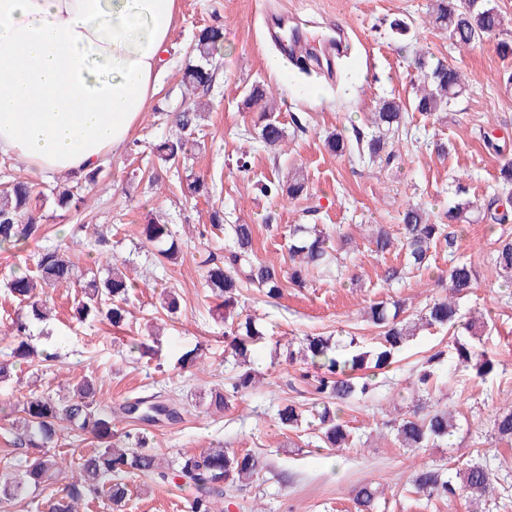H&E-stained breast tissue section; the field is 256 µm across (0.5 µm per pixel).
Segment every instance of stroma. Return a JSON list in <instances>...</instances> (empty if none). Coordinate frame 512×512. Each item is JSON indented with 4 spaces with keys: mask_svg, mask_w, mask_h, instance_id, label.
<instances>
[{
    "mask_svg": "<svg viewBox=\"0 0 512 512\" xmlns=\"http://www.w3.org/2000/svg\"><path fill=\"white\" fill-rule=\"evenodd\" d=\"M431 0H176L174 25L165 67L146 112L131 131V146L114 153L97 183L84 185L78 209L55 208L50 196L64 175L44 174L0 154V188L20 177L44 194L37 207L46 226L37 239L0 247V362L11 364V376L0 382V474L19 471L29 454L22 448L15 422L30 393H65L82 376L97 381V399L108 405L141 392L179 400L186 407L180 421L153 427L151 445L173 460L216 445L257 455L261 471L253 480L226 492L215 512H354L352 495L363 483L383 487L373 512H472L462 499L425 501L409 490V477L423 464L446 465L456 472L472 459L484 462L502 486L512 491V441L498 440L493 420L502 404L512 401V287H504L493 266L495 236L484 223L463 225L454 248L430 251L428 269L400 284L383 280L386 267L399 264L396 252L374 253L369 236L377 225L400 234L404 209L417 205L439 219L452 199L455 178H463L470 197L486 200L501 194L497 182L502 157L512 158V132L504 154L489 149L480 128L512 122V57L498 54L496 42L484 40L466 50L450 44L429 22ZM412 22L406 39L395 38L393 19ZM281 19L301 25L307 45L294 60L274 71L268 65L278 50L265 37V24ZM343 24L350 45L347 75L314 73L311 66L324 49L323 36ZM222 28L224 46L212 63L210 104L192 137L198 146L178 166L160 168L153 150L175 133V116L193 100L182 73L190 46L203 27ZM444 59L462 71L467 92L450 110L430 116L414 109L417 52ZM264 86L276 104L286 137L276 151L265 149L253 133L255 112L245 107L252 86ZM397 102L415 141L399 143L391 165L372 163L355 154L336 156L325 147L330 134L351 135L369 129L378 103ZM448 146L437 155V143ZM246 157L247 169L237 166ZM289 169L302 171L307 197L287 200L263 195L258 184ZM200 180L206 196H192L187 182ZM315 215H307L308 207ZM224 213L225 229L210 228L213 210ZM159 221L177 231L182 252L176 262L158 264L156 251L143 243L142 224ZM325 225L343 240L339 264L313 274L306 287L284 289L269 299L256 289L242 290L239 307L259 317L265 332L253 352L263 382L230 410L217 413L205 397L232 375L226 356L224 323L212 312L205 282L204 252L223 259L232 243L231 227H255L254 252L259 260L289 266V229L294 224ZM60 247L80 274L105 275L109 253L126 259L134 271L129 321L115 328L96 319L79 322L73 307L78 284L50 288L46 296L54 316L31 319L27 304L7 288L12 273L33 267L39 253ZM471 262L479 285L459 301L460 315L484 314L488 325L478 333V349L501 361L497 373L479 379L457 366L452 334L444 328L423 330L408 341L392 371L380 378L371 396L345 406L341 417L352 429V447L329 451L312 445L310 434L282 429L278 405L299 398V375L306 367L287 360L286 346L306 335H355L371 347L379 331L363 316L378 301H402L414 318L446 290L438 276L447 274L452 258ZM175 293L179 310L167 315L160 302ZM29 317L26 341L31 356L13 358L16 342L10 325ZM154 345L152 360L133 352L137 342ZM200 348L203 367L182 365L181 356ZM444 351L435 367L436 398L458 413V425L447 443L409 451L393 426L416 399L414 383L426 357ZM124 512H190L192 489L173 478L133 476Z\"/></svg>",
    "mask_w": 512,
    "mask_h": 512,
    "instance_id": "stroma-1",
    "label": "stroma"
}]
</instances>
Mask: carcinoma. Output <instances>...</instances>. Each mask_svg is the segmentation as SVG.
I'll return each instance as SVG.
<instances>
[{
    "mask_svg": "<svg viewBox=\"0 0 512 512\" xmlns=\"http://www.w3.org/2000/svg\"><path fill=\"white\" fill-rule=\"evenodd\" d=\"M431 19L434 26L448 33V40L461 47H469L504 30L505 18L493 0H433ZM224 34L218 27H208L199 32L192 46L193 61L185 67L182 83L196 91L205 88L209 75V61L221 48ZM421 71L415 91V109L426 114L444 112L466 91L463 74L445 61L429 62L426 56L417 58ZM246 105L260 106L257 113L258 137L272 147L284 138V127L268 105L266 90L253 88L246 98ZM199 102L179 113L175 125L177 133L157 147V160L162 166H172L195 148L196 141L187 134L198 127L202 117ZM403 112L394 101H385L373 114L374 132L365 138L362 130L353 129V139L341 134L326 138L328 150L339 156L352 148L359 155H368L390 164L394 152L387 150L389 140L395 138L404 127ZM33 184L29 180H15L0 192V246L36 239L44 233V224L33 210ZM76 186L70 185L61 191H53L57 207L68 209L78 202ZM268 194H285L290 199L308 195L304 177L297 171L288 173L285 180L261 185ZM469 188L455 185V205L448 207L445 217L455 223H469L476 218L489 223L493 228L512 222V207L498 210L499 198L494 196L479 205L468 198ZM404 260L400 265L385 269L384 279L388 283L401 281L413 270L425 267L431 247L440 242L451 247L454 236L446 231L447 225L431 221L423 208L409 206L403 213ZM236 240V249L224 257V265H211L212 256L203 263L208 266L207 284L212 296L221 300L218 313L226 328L230 353L235 357L236 372L229 383L210 390L209 406L224 411L254 388L256 371L251 367L252 349L263 339V331L255 318L236 310L240 284H249L269 298H278L284 288H303L313 272L328 266L334 259L331 235L318 224H296L291 230L288 248L292 266L288 274L256 259L253 250L254 228L251 224L231 226ZM141 236L157 250L161 262H174L181 248L166 224L142 225ZM494 266L505 284L512 285V239L502 236L495 240ZM75 279V264L58 249L41 252L35 267L11 276L8 286L19 302L30 304L37 319L45 317L46 306L39 298L40 289L67 286ZM479 273L467 262H459L448 270V295L438 297L424 308L415 321H409L402 304L398 301L376 302L369 308L371 323L380 329L381 341L367 348L357 336H349L341 344H333L329 336H305L299 350L288 348V361L300 356L316 369L312 397L302 403L288 401L277 410V419L282 428L294 431L300 427L313 426L317 431L319 447L334 450L346 448L352 443L350 430L338 415L339 406L362 397L374 385L380 374L389 371L395 363L396 353L416 335L419 328L448 326L460 323L458 299L478 286ZM132 286L131 278L117 263H112L108 275L102 279L95 276L81 286V296L74 307L76 318L83 321L89 317L99 318L113 326L125 324L126 305ZM459 362L475 370V375L485 378L494 369V361L475 346L453 338ZM443 352L437 351L427 359L428 368L417 377L419 391L430 393L434 371L431 367L441 361ZM97 386L91 377H84L73 388L69 398H56L49 393L33 394L21 409L18 427L26 435L25 444L32 449L26 460L23 480L0 482V498L17 500L23 485L34 487L49 482L62 473L58 454L49 453L55 442L58 428L67 423L74 429L89 432L99 440L113 436L112 422L115 418L128 419L133 423L155 424L163 419L181 420L184 407L173 400H160L155 394L126 399L118 407H102L95 400ZM454 427V416L448 409L435 405L412 406L399 419L396 436L405 448H426L429 443L444 439ZM495 434L501 440H512V406L497 413L494 419ZM125 445H105L81 458L77 475L71 477L64 494L51 495L45 502L46 512H77L78 502L88 491H98L118 510L125 503L130 489L126 482L132 475L157 474L166 477L172 471L194 490L190 503L191 512H212L214 505L224 498V491L243 478L258 473V458L249 452H237L224 447L210 448L200 454H183L174 464L163 471L159 469L157 457L152 452L149 431L132 428L124 432ZM461 482L455 486L444 471L433 466L416 469L410 480L413 492L430 500L432 498H456L472 495L475 499L488 496L494 491L495 477L491 469L482 463H470L460 472ZM384 489L373 484H364L355 490L353 502L356 512H373Z\"/></svg>",
    "mask_w": 512,
    "mask_h": 512,
    "instance_id": "1",
    "label": "carcinoma"
}]
</instances>
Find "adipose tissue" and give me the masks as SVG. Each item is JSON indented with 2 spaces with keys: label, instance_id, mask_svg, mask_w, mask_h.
Wrapping results in <instances>:
<instances>
[{
  "label": "adipose tissue",
  "instance_id": "adipose-tissue-1",
  "mask_svg": "<svg viewBox=\"0 0 512 512\" xmlns=\"http://www.w3.org/2000/svg\"><path fill=\"white\" fill-rule=\"evenodd\" d=\"M175 0H0V153L82 175L129 139Z\"/></svg>",
  "mask_w": 512,
  "mask_h": 512
}]
</instances>
